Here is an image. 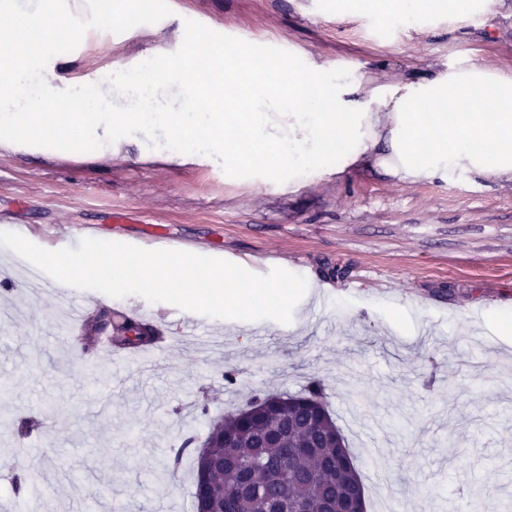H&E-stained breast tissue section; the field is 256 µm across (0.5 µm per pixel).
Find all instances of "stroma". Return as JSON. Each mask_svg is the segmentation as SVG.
<instances>
[{"instance_id":"1","label":"stroma","mask_w":512,"mask_h":512,"mask_svg":"<svg viewBox=\"0 0 512 512\" xmlns=\"http://www.w3.org/2000/svg\"><path fill=\"white\" fill-rule=\"evenodd\" d=\"M172 14L114 34L88 30L51 78L99 83L176 51L184 22L292 49L375 76L426 72L462 58L512 73V0L493 15L423 18L418 30L338 16L329 0H168ZM370 166L290 182L231 178L214 158L150 147L144 134L109 154L0 141V230L48 249L90 237L147 244L163 230L185 251L222 249L258 272L268 261L311 282L291 323L210 319L183 333V312L141 296L20 288L19 257L0 247V502L35 512H192L195 457L259 391L300 393L312 379L354 457L367 512H512V182L401 181ZM115 211L129 222L113 223ZM141 313L176 338L157 369L64 345L70 308ZM235 383L224 381L227 368Z\"/></svg>"}]
</instances>
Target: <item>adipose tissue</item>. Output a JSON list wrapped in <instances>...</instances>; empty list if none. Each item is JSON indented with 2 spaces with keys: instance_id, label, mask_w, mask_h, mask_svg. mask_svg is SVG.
Segmentation results:
<instances>
[{
  "instance_id": "adipose-tissue-1",
  "label": "adipose tissue",
  "mask_w": 512,
  "mask_h": 512,
  "mask_svg": "<svg viewBox=\"0 0 512 512\" xmlns=\"http://www.w3.org/2000/svg\"><path fill=\"white\" fill-rule=\"evenodd\" d=\"M471 2L336 0V12L389 23L462 16ZM312 79L324 95H309ZM177 81L184 111L223 116L224 133L215 144L240 167L248 165L250 151L270 150V170L300 176L323 168L331 154L346 167L361 162L368 147L382 141L389 147L382 167L406 182L453 169L512 182V73L469 60L426 75L373 78L335 73L304 56L271 58L258 72L243 50L211 80L203 102L191 95L193 69H178ZM278 113L288 117L284 138L270 130Z\"/></svg>"
}]
</instances>
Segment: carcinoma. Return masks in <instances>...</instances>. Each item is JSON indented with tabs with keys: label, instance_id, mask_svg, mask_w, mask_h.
I'll return each instance as SVG.
<instances>
[{
	"label": "carcinoma",
	"instance_id": "carcinoma-1",
	"mask_svg": "<svg viewBox=\"0 0 512 512\" xmlns=\"http://www.w3.org/2000/svg\"><path fill=\"white\" fill-rule=\"evenodd\" d=\"M118 332L125 344L148 346L156 330L125 319ZM259 412L241 410L211 423L217 462L211 476L213 512H271L274 501L316 502L323 512H341L358 499L361 478L344 438L323 401L322 383L312 380L297 395L258 393Z\"/></svg>",
	"mask_w": 512,
	"mask_h": 512
}]
</instances>
